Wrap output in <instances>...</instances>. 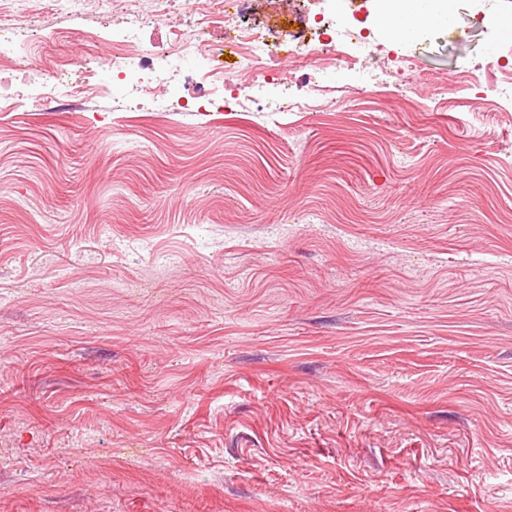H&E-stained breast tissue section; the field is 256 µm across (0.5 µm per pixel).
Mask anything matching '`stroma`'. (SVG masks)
Masks as SVG:
<instances>
[{"mask_svg":"<svg viewBox=\"0 0 512 512\" xmlns=\"http://www.w3.org/2000/svg\"><path fill=\"white\" fill-rule=\"evenodd\" d=\"M449 2L399 43L281 0L279 41L324 8L410 64L320 112L0 104V512H512V0ZM0 8L45 69L113 35L110 0ZM427 1H428V4L430 6L432 13H431V15H428L426 17L425 22L419 23L420 28L424 31V34L429 33L435 29H447L448 23L446 21V18H442V19L437 18L433 15V13L435 15L438 14L443 17L448 16V8H449L448 1H446V0H427ZM503 58V59H502ZM512 47L508 48L506 56H501L498 60V68L503 74L500 82L492 85V90L499 100L511 101L512 100Z\"/></svg>","mask_w":512,"mask_h":512,"instance_id":"35a3bbf8","label":"stroma"}]
</instances>
